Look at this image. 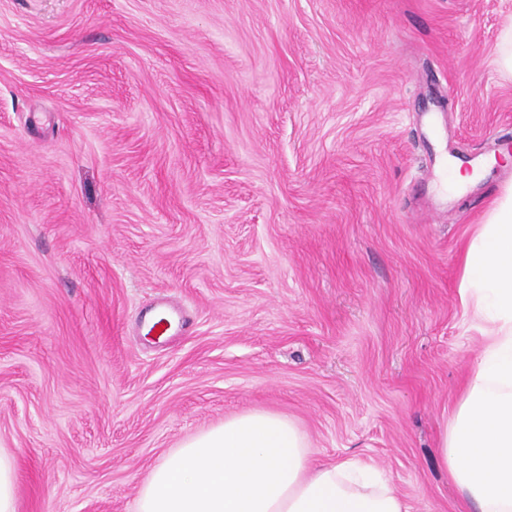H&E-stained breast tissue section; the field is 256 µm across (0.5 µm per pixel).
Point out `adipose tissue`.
I'll list each match as a JSON object with an SVG mask.
<instances>
[{
	"label": "adipose tissue",
	"mask_w": 512,
	"mask_h": 512,
	"mask_svg": "<svg viewBox=\"0 0 512 512\" xmlns=\"http://www.w3.org/2000/svg\"><path fill=\"white\" fill-rule=\"evenodd\" d=\"M461 305L486 341L439 447L469 512H512V183L470 238ZM136 512H412L360 459L314 465L285 415L247 411L188 437L137 487Z\"/></svg>",
	"instance_id": "obj_1"
}]
</instances>
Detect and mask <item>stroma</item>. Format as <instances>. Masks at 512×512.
<instances>
[{
    "instance_id": "1",
    "label": "stroma",
    "mask_w": 512,
    "mask_h": 512,
    "mask_svg": "<svg viewBox=\"0 0 512 512\" xmlns=\"http://www.w3.org/2000/svg\"><path fill=\"white\" fill-rule=\"evenodd\" d=\"M512 0H0V448L18 512H135L245 411L466 512L438 448L485 338ZM166 299L191 318L146 334ZM499 163V158H491L481 161L473 170L464 169L460 165L453 167V176L448 180V188L453 190L464 189L474 185L485 177V175Z\"/></svg>"
}]
</instances>
